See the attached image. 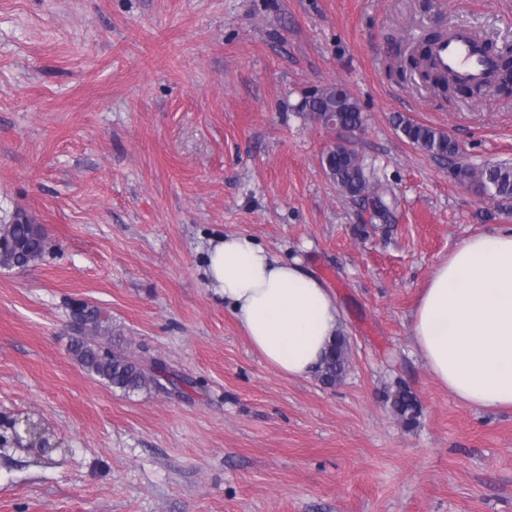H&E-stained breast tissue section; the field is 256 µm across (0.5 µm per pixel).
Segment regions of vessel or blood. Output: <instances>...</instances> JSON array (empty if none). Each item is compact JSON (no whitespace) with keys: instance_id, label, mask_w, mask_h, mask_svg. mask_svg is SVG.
<instances>
[{"instance_id":"b4317fda","label":"vessel or blood","mask_w":512,"mask_h":512,"mask_svg":"<svg viewBox=\"0 0 512 512\" xmlns=\"http://www.w3.org/2000/svg\"><path fill=\"white\" fill-rule=\"evenodd\" d=\"M433 59L435 71L452 73L464 84L487 83L495 71L483 43L463 23L452 25L447 38L434 45Z\"/></svg>"}]
</instances>
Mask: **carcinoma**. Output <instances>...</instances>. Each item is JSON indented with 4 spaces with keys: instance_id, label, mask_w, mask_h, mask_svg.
Returning a JSON list of instances; mask_svg holds the SVG:
<instances>
[{
    "instance_id": "1",
    "label": "carcinoma",
    "mask_w": 512,
    "mask_h": 512,
    "mask_svg": "<svg viewBox=\"0 0 512 512\" xmlns=\"http://www.w3.org/2000/svg\"><path fill=\"white\" fill-rule=\"evenodd\" d=\"M486 51L494 57L496 70L500 71L512 59V47H499L491 40L484 41ZM434 82L455 89L469 96H484L491 91L502 92L508 88L507 81L495 80L487 85L470 86L459 83L450 75L434 77ZM303 109L322 120L325 113H336V121L344 126L360 127L363 124L362 111L352 96L340 86H327L315 91L303 103ZM397 127L413 145L436 157H454L459 146L448 134L428 125L398 118ZM323 164L328 176L350 200L356 202L362 197L371 199L381 210L379 220L385 222L393 216L395 198L388 189L370 183L360 157L353 151L343 156L324 157ZM454 178L463 185H477L483 191L501 199H512V165L501 163L479 169L459 165ZM0 267L26 268L40 260L48 248V240L42 226L24 213H18L8 224H0ZM71 321L74 338L70 353L90 375L105 384L134 393L148 385L157 384L156 367L149 369L132 357L115 352L98 344L94 337L112 333V324L102 308L86 302L71 306ZM347 342L338 337L330 354L320 369L323 384L333 385L341 379L347 363ZM392 407L405 424L417 422L419 408L411 391L400 386L392 395Z\"/></svg>"
}]
</instances>
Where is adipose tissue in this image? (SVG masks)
Returning a JSON list of instances; mask_svg holds the SVG:
<instances>
[{
    "instance_id": "obj_1",
    "label": "adipose tissue",
    "mask_w": 512,
    "mask_h": 512,
    "mask_svg": "<svg viewBox=\"0 0 512 512\" xmlns=\"http://www.w3.org/2000/svg\"><path fill=\"white\" fill-rule=\"evenodd\" d=\"M204 275L250 347L291 378L314 374L340 327L336 296L300 258L253 237L211 239ZM423 363L449 394L477 408H512V227L469 237L432 274L412 312Z\"/></svg>"
}]
</instances>
